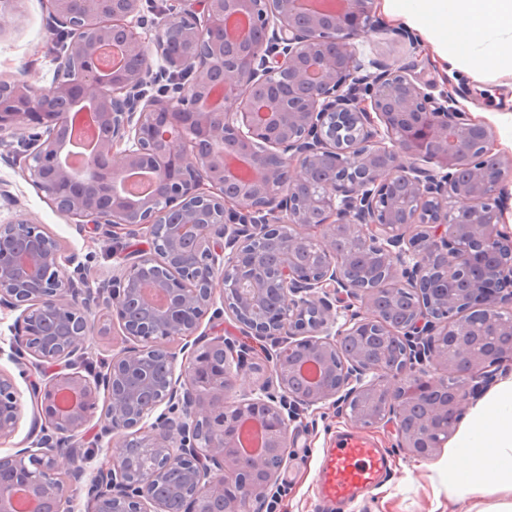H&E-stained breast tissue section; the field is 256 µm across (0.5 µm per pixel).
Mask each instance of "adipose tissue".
I'll return each instance as SVG.
<instances>
[{"label": "adipose tissue", "instance_id": "ef3b65f1", "mask_svg": "<svg viewBox=\"0 0 512 512\" xmlns=\"http://www.w3.org/2000/svg\"><path fill=\"white\" fill-rule=\"evenodd\" d=\"M383 6L425 36L447 72L512 76V0H383ZM447 472L467 494L502 492L488 512H512V378L458 432Z\"/></svg>", "mask_w": 512, "mask_h": 512}]
</instances>
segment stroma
Listing matches in <instances>:
<instances>
[{
  "label": "stroma",
  "mask_w": 512,
  "mask_h": 512,
  "mask_svg": "<svg viewBox=\"0 0 512 512\" xmlns=\"http://www.w3.org/2000/svg\"><path fill=\"white\" fill-rule=\"evenodd\" d=\"M48 25L44 0H23L16 30L0 36V78H10L24 68L34 74L38 87L52 85L57 54ZM357 51L365 61L379 54L390 59L416 60L422 79L436 90L463 89L465 109L493 127L496 151L504 160H512V125L505 119L512 111V76L449 77L441 69L431 44L421 36L411 45L377 36L361 39ZM29 153V145L21 138L7 135L0 139V186L6 187L17 200L13 206L0 200V224L33 219L65 251L76 253L91 276L102 279L110 275L112 254L99 233L60 215L44 193L28 180L25 162ZM350 426V421L328 404L299 415L290 426L292 441L278 471L279 495L268 501L263 512H327L318 493V462L326 449L334 446L337 435ZM365 433L377 447L388 449L391 475L359 498L351 512H448L460 493L459 488L448 483L444 468L448 448H441L430 457H416L400 450L392 429L369 427Z\"/></svg>",
  "instance_id": "1"
}]
</instances>
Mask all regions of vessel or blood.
Masks as SVG:
<instances>
[{
    "label": "vessel or blood",
    "mask_w": 512,
    "mask_h": 512,
    "mask_svg": "<svg viewBox=\"0 0 512 512\" xmlns=\"http://www.w3.org/2000/svg\"><path fill=\"white\" fill-rule=\"evenodd\" d=\"M390 475L389 454L352 430L340 435L328 449L317 473L319 495L329 505L340 506L357 500Z\"/></svg>",
    "instance_id": "obj_1"
}]
</instances>
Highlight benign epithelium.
Wrapping results in <instances>:
<instances>
[{"label": "benign epithelium", "mask_w": 512, "mask_h": 512, "mask_svg": "<svg viewBox=\"0 0 512 512\" xmlns=\"http://www.w3.org/2000/svg\"><path fill=\"white\" fill-rule=\"evenodd\" d=\"M20 2L0 12V35ZM45 2L50 28L69 32L58 78L1 79L0 134L41 128L35 187L64 217L148 247L112 252L105 316L124 345L82 371L94 324L68 273L78 256L35 222L0 224V312L18 313L9 358L43 371L29 379L30 445L0 457V512L18 488L38 512H68L84 480L90 512H252L274 496L268 460L286 454L293 412L328 401L355 425L392 428L409 454L436 453L471 382L512 362L493 128L429 92L414 62L359 58L356 41L384 31L374 0H174L151 38L138 32L145 0ZM77 115L101 127L80 168L62 159ZM136 170L153 177L147 198L122 188ZM414 224L426 232L408 235ZM341 237L374 255L375 277L353 273ZM397 284L417 301L391 325L377 300ZM209 312L288 336L269 377L199 333ZM422 356L429 368H413ZM306 365L308 389L289 386ZM99 408L100 438L120 442L91 467L77 448ZM23 413L0 371V441ZM248 422L253 453L240 445ZM132 453L160 468L128 472Z\"/></svg>", "instance_id": "7a95c632"}]
</instances>
